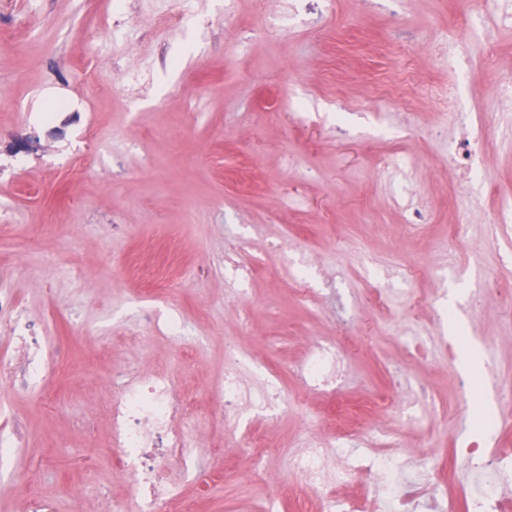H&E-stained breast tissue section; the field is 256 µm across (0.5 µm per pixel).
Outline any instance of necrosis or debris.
Returning <instances> with one entry per match:
<instances>
[{"mask_svg": "<svg viewBox=\"0 0 512 512\" xmlns=\"http://www.w3.org/2000/svg\"><path fill=\"white\" fill-rule=\"evenodd\" d=\"M512 27V0H473L462 30L448 40V71L464 72L469 62V47L476 38H488L491 21ZM446 108L443 121L458 129V136L448 140V158L457 172L455 195L468 197L469 186L480 172L481 154L492 148L480 119L460 103L457 93L443 97ZM425 270L418 263L397 257L395 268L383 271V287L372 289L368 301L373 308L390 306L387 281L396 279L407 285V309L415 311L426 302L417 290ZM337 336H306V356L297 366V390L317 394L335 401L337 432L324 435L314 432L304 437L299 448L288 455L289 472L319 495V512H390L392 506H405L406 512H456L447 495H426L430 486V463L406 469L387 455L393 447V434L386 429L367 433L364 412L387 417L393 410L409 411L412 405L428 402L430 392L418 387L412 400L401 396L399 379H391L387 391L354 406L341 402L346 379V354L349 342L359 326L352 306H341L333 317ZM0 333L7 335L13 348L12 357L0 363V383L15 390L27 389L32 378L50 368L44 343L20 331V319L14 300L0 295ZM109 382L113 389L110 435L107 448L121 462L132 479L129 498L113 499L107 488L99 497L106 512H163L165 504L182 496L184 481L203 482L215 461L206 460L197 451L199 440L190 421L192 400L173 381L163 375H144L136 367L113 370ZM279 380L267 379L262 390H255L242 375L238 359H227L224 381L216 394L213 413L217 420L238 421L244 412L273 408L282 397ZM370 442L380 447V454L362 462L353 447ZM454 460L467 464L469 512H502L501 490L512 483V456L488 450L478 436L455 439ZM358 471L371 488L368 496L345 499L333 489L346 482L351 471Z\"/></svg>", "mask_w": 512, "mask_h": 512, "instance_id": "obj_1", "label": "necrosis or debris"}]
</instances>
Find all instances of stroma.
<instances>
[{
	"label": "stroma",
	"mask_w": 512,
	"mask_h": 512,
	"mask_svg": "<svg viewBox=\"0 0 512 512\" xmlns=\"http://www.w3.org/2000/svg\"><path fill=\"white\" fill-rule=\"evenodd\" d=\"M333 2L112 0L123 19L116 30L92 20L83 0H0V30L18 46L0 51V289L57 366L29 390L0 388V438L12 420L26 428L23 447L0 457V512H21V482L36 471L53 512H71L67 484H86L85 512H100V485L127 492L100 439L111 399L103 383L131 363L196 393L202 446L220 449L235 475L204 493L186 482L197 512H306L305 493L280 489L283 452L325 426L328 403L289 399L287 410L245 415L231 437L212 414L224 353L242 354L247 382L262 362L294 389L302 336L335 331L305 288L338 279L363 297L398 249L422 255L420 319L427 339L453 345L455 356L403 368L406 388L427 384L433 395L424 411L391 419L393 456L426 448L435 482L461 501L453 440L482 434L489 449H512V316L485 288L512 280V242H489L486 196L491 187L512 195V148L489 84L490 68L512 71V30L476 44L490 67L455 79L445 35L462 22L461 0ZM84 63L98 68L99 86L78 81ZM375 70L393 83L411 74L409 95L375 93ZM452 82L464 101L486 104L501 146L483 163L485 184L471 188L482 204L451 257L399 242L398 181L379 164L397 152L413 159L407 177L435 214L433 232L447 233L454 130L429 140L405 115L438 111ZM55 97L69 108L53 109ZM352 227L369 245L367 266L351 253ZM228 253L252 269L234 299ZM447 308L452 318L442 317ZM404 314L399 299L387 313L362 308L348 400L387 387L404 345L390 322ZM152 319L178 324L181 339L151 332ZM485 413L502 421L500 432L485 433ZM252 432L282 449L259 468L239 441Z\"/></svg>",
	"instance_id": "stroma-1"
}]
</instances>
